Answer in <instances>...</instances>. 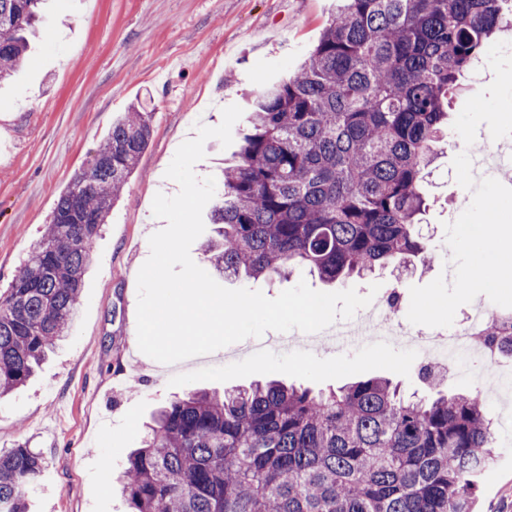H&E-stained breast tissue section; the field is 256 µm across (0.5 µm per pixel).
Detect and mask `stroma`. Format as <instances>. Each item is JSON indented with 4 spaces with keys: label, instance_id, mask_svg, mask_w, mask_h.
<instances>
[{
    "label": "stroma",
    "instance_id": "stroma-1",
    "mask_svg": "<svg viewBox=\"0 0 512 512\" xmlns=\"http://www.w3.org/2000/svg\"><path fill=\"white\" fill-rule=\"evenodd\" d=\"M336 8V0H48L31 63L0 84V288L113 119L143 107L152 138L95 241L70 336L36 377L0 398V448L24 443L47 461L31 512H129L112 479L151 413L176 395L269 380L319 391L374 376L407 393L425 389L420 361L403 348H339L324 330L269 331L174 364L134 340L137 274L149 237L165 225L152 202L179 191L165 176L178 146L196 124L218 125L228 105L253 112L263 88L301 68ZM462 82L422 217L430 258L416 261L401 290L412 328H454L479 303L512 311V288L471 274L494 245L512 246V182L465 177L470 148L512 143V34L490 42ZM491 223L502 227L497 241L461 233ZM495 398L494 460L476 512H512V390Z\"/></svg>",
    "mask_w": 512,
    "mask_h": 512
}]
</instances>
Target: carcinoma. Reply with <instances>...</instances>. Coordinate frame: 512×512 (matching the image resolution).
Returning a JSON list of instances; mask_svg holds the SVG:
<instances>
[{
	"mask_svg": "<svg viewBox=\"0 0 512 512\" xmlns=\"http://www.w3.org/2000/svg\"><path fill=\"white\" fill-rule=\"evenodd\" d=\"M44 0H0V81L28 60ZM512 28V0H343L300 70L265 89L211 211L204 255L226 276L297 267L327 282L425 252L419 215L458 77ZM151 113L112 121L0 291V394L69 334L100 227L149 145ZM481 344L512 356L490 319ZM404 397L382 376L328 394L255 383L159 407L120 475L129 512H473L492 463L480 391ZM45 466L0 451V512H29Z\"/></svg>",
	"mask_w": 512,
	"mask_h": 512,
	"instance_id": "carcinoma-1",
	"label": "carcinoma"
}]
</instances>
